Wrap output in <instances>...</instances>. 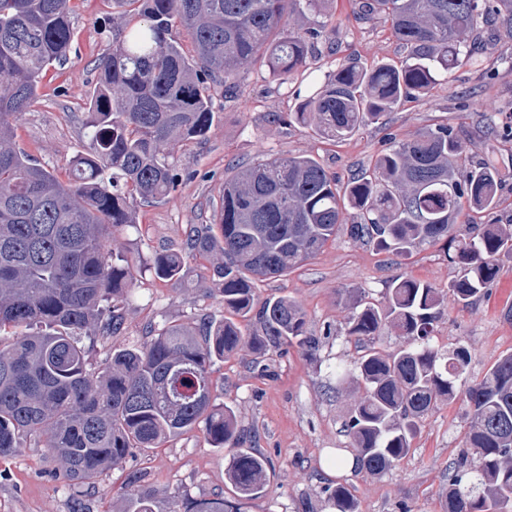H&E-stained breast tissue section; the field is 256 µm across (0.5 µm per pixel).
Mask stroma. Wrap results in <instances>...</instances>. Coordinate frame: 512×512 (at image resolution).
Here are the masks:
<instances>
[{"label":"stroma","instance_id":"1","mask_svg":"<svg viewBox=\"0 0 512 512\" xmlns=\"http://www.w3.org/2000/svg\"><path fill=\"white\" fill-rule=\"evenodd\" d=\"M360 0H327L307 12L304 26L326 36L305 71L287 80L265 65L243 66L232 91L209 89L213 122L205 138L175 155L181 174L177 190L162 201L134 203L136 224L116 232L113 246L131 256L137 282L125 305L122 335L87 332L82 342L91 368L102 367L113 348L148 340L168 324L206 318L221 321L224 299L202 258L186 259L181 274L158 278L153 259L179 250L189 225L206 224L219 203L226 176L235 166L286 156H310L340 182L371 171L390 138L406 140L424 128L454 127L470 153L492 163L502 185L493 213H469V224L506 223L512 218V41L465 54L462 64L425 95L407 99L378 122L361 126L347 140L322 138L291 120L298 111L299 83L325 82L343 66L369 67L404 61L409 51L395 39L381 15L364 16ZM74 38L70 54L47 74L37 99L15 127V142L37 162L66 179L73 157L85 152L88 96L98 59L119 29L134 23L126 0H70ZM279 122H272V113ZM447 289L456 271L444 244L426 245L395 257L339 232L314 258L288 276L256 282L258 299L285 296L297 301L308 335L319 337L314 351L297 345L262 354L250 349L215 360L210 368L217 403L233 408L240 445L268 461L265 494L247 512H330L325 487L343 484L358 512H446L450 464L463 446L468 407L463 399L439 401L413 440L410 452L380 476L360 473L342 429L348 408L360 398L355 379L337 384L336 365H352L361 349L345 333V291L365 289L379 303L395 276ZM512 260L502 263L498 282L476 304L447 302L433 344L445 350L465 345L471 352L469 378L512 352ZM232 452L214 447L195 428L154 449H134L120 464L89 485H70L58 461L36 439L12 456L0 457V512H120L130 492L158 490L156 512H177L183 498L230 497L226 472Z\"/></svg>","mask_w":512,"mask_h":512}]
</instances>
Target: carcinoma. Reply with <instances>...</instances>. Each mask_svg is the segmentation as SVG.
I'll return each instance as SVG.
<instances>
[{
	"instance_id": "carcinoma-1",
	"label": "carcinoma",
	"mask_w": 512,
	"mask_h": 512,
	"mask_svg": "<svg viewBox=\"0 0 512 512\" xmlns=\"http://www.w3.org/2000/svg\"><path fill=\"white\" fill-rule=\"evenodd\" d=\"M138 2V22L98 60L88 147L63 184L16 146L14 126L48 70L68 58L69 0H0V457L34 436L60 458L67 481L89 485L131 449L201 425L214 447L235 449L227 471L234 496L187 497L176 512H245L266 491L268 462L238 447L236 415L215 403L209 367L245 346L319 345L296 301L260 302L253 280L286 275L344 229L398 257L444 243L457 269L450 296L470 304L497 281L502 259H512V224L457 223L465 210L496 208L500 182L448 125L392 142L371 174L343 186L312 157L242 166L224 181L213 222L190 225L186 251L158 254L154 263L157 277L173 279L186 257L216 259L212 276L228 317L165 325L89 369L81 334L124 329L135 263L111 242L114 231L135 223L130 201H159L175 189L180 173L169 159L212 125L207 82L229 88L260 56L274 78L307 66L321 32H273L326 0ZM362 11L384 14L411 53L399 66L349 65L306 92L291 118L329 140H345L402 100L428 93L459 65L467 38L488 48L478 25L512 40V0H366ZM180 27L191 36L190 59ZM346 294V335L364 350L351 370L363 394L344 427L357 467L375 476L409 453L438 401L458 397L470 353L431 344L443 299L428 282L397 276L381 305L362 288ZM239 318L254 322L252 335L242 333ZM387 331L403 339L390 353L375 347ZM465 397L470 422L448 483V512H512V353ZM324 493L334 512H357L348 488ZM157 495L132 494L122 512H154Z\"/></svg>"
}]
</instances>
